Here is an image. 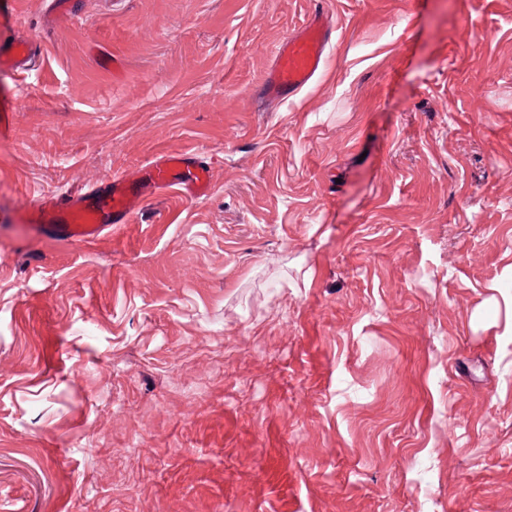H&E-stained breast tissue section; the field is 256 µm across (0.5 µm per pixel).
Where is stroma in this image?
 <instances>
[{
    "label": "stroma",
    "instance_id": "obj_1",
    "mask_svg": "<svg viewBox=\"0 0 512 512\" xmlns=\"http://www.w3.org/2000/svg\"><path fill=\"white\" fill-rule=\"evenodd\" d=\"M315 4L0 0V512H512V0H330L259 104ZM188 151L99 241L10 219ZM329 1L321 0L306 23L285 37L274 52L273 67L258 94L266 102L295 97L322 71L335 32ZM35 57V49L27 42L16 41L11 45L0 43V65L17 68L30 66Z\"/></svg>",
    "mask_w": 512,
    "mask_h": 512
}]
</instances>
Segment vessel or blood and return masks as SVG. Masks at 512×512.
I'll use <instances>...</instances> for the list:
<instances>
[{
	"mask_svg": "<svg viewBox=\"0 0 512 512\" xmlns=\"http://www.w3.org/2000/svg\"><path fill=\"white\" fill-rule=\"evenodd\" d=\"M334 32L327 0H319L306 23L276 47L273 67L258 91L260 98L279 102L306 88L322 71ZM35 57L27 42L0 43V65L25 67ZM212 182L209 164L186 152H166L144 166L139 177H115L83 191L46 196L17 209L12 219L30 225L43 240L91 243L117 225L129 223L144 199L164 190L203 198Z\"/></svg>",
	"mask_w": 512,
	"mask_h": 512,
	"instance_id": "1",
	"label": "vessel or blood"
}]
</instances>
